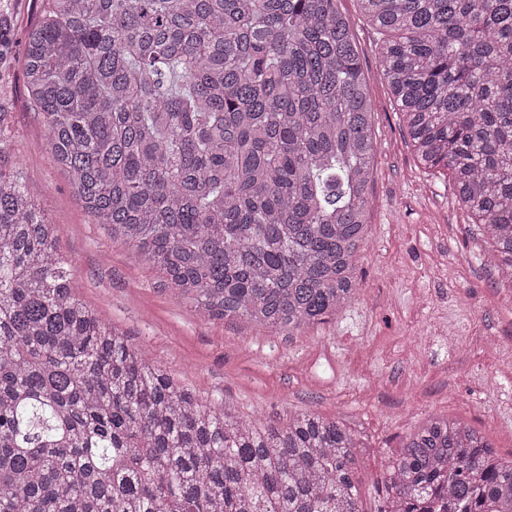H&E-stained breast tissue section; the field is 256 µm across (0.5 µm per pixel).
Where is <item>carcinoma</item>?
<instances>
[{
  "label": "carcinoma",
  "instance_id": "cac0c4a2",
  "mask_svg": "<svg viewBox=\"0 0 512 512\" xmlns=\"http://www.w3.org/2000/svg\"><path fill=\"white\" fill-rule=\"evenodd\" d=\"M339 0H48L29 99L96 223L202 318L297 335L350 304L373 110ZM421 164L512 287V0H360ZM18 161L0 165V512H363L366 448L311 410L216 409L70 287ZM378 512H512V463L440 415Z\"/></svg>",
  "mask_w": 512,
  "mask_h": 512
}]
</instances>
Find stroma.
<instances>
[{
  "instance_id": "1",
  "label": "stroma",
  "mask_w": 512,
  "mask_h": 512,
  "mask_svg": "<svg viewBox=\"0 0 512 512\" xmlns=\"http://www.w3.org/2000/svg\"><path fill=\"white\" fill-rule=\"evenodd\" d=\"M339 7L353 23L373 105L370 235L356 299L302 335L199 317L94 223L53 162L17 64L44 0H0L10 46L0 59V137L56 228L76 296L214 407L272 424L309 408L357 430L369 449L355 478L365 512H375L377 477L430 413L467 422L512 459V289L497 285L449 172L417 163L379 62L380 31L359 0Z\"/></svg>"
}]
</instances>
